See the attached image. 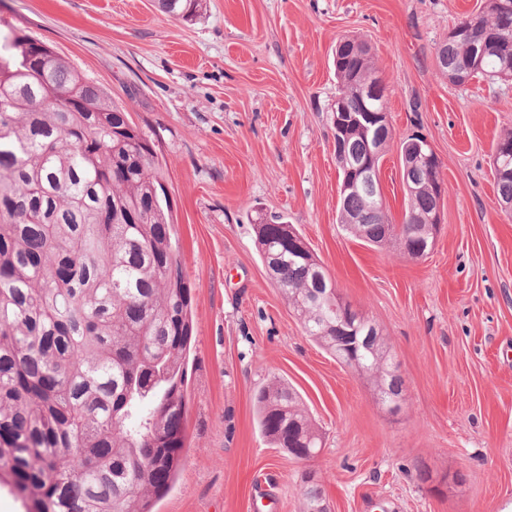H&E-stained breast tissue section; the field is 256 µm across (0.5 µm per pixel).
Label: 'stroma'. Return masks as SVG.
<instances>
[{
    "label": "stroma",
    "instance_id": "35a3bbf8",
    "mask_svg": "<svg viewBox=\"0 0 512 512\" xmlns=\"http://www.w3.org/2000/svg\"><path fill=\"white\" fill-rule=\"evenodd\" d=\"M483 0H0V23L46 43L153 140L192 286L186 450L156 512H302V463L260 434L254 393L283 379L324 441L328 512H512V217L493 142L512 81L458 86L435 48ZM368 42L394 146L380 189L401 223L396 144L419 132L447 185L434 250L414 260L337 222L331 107L337 43ZM293 224L345 301L380 328L403 379L391 413L372 384L304 334L255 244Z\"/></svg>",
    "mask_w": 512,
    "mask_h": 512
}]
</instances>
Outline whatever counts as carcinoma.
I'll list each match as a JSON object with an SVG mask.
<instances>
[{"label":"carcinoma","mask_w":512,"mask_h":512,"mask_svg":"<svg viewBox=\"0 0 512 512\" xmlns=\"http://www.w3.org/2000/svg\"><path fill=\"white\" fill-rule=\"evenodd\" d=\"M512 0H485L459 23L497 48L472 64L469 38L437 48L448 79L512 77ZM185 19L198 0H158ZM338 92L360 109L358 86L378 74L366 42L336 51ZM387 129L356 128L336 141L346 158L388 147ZM512 146L494 149L498 203H512ZM154 143L125 108L43 42L0 28V477L30 501L29 512H155L171 490L185 451V361L191 348V287L171 234L170 200ZM394 224L378 186L340 192L338 223L352 236L415 256L425 233L413 220L436 206L428 187L405 192ZM271 278L305 334L358 375L375 380L374 358L336 307V286L321 263L288 243L291 224L254 225ZM261 434L277 448L316 452L322 436L300 394L273 381L254 395ZM304 510L324 504L306 483Z\"/></svg>","instance_id":"carcinoma-1"}]
</instances>
